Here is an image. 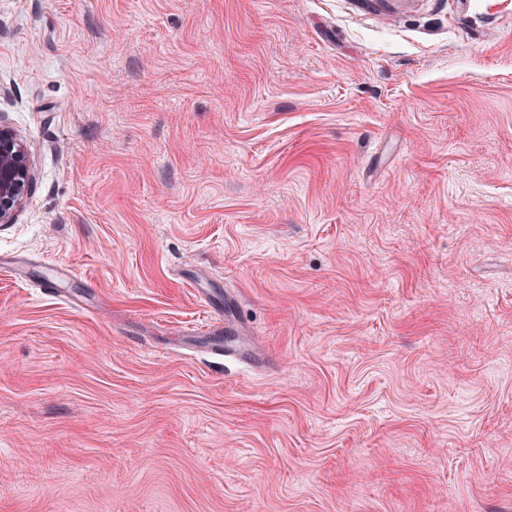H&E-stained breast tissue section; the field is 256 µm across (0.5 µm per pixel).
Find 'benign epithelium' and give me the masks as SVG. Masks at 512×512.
<instances>
[{"instance_id":"obj_1","label":"benign epithelium","mask_w":512,"mask_h":512,"mask_svg":"<svg viewBox=\"0 0 512 512\" xmlns=\"http://www.w3.org/2000/svg\"><path fill=\"white\" fill-rule=\"evenodd\" d=\"M35 182L26 143L10 125L0 121V224L14 223Z\"/></svg>"}]
</instances>
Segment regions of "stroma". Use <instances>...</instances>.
I'll return each mask as SVG.
<instances>
[{
    "mask_svg": "<svg viewBox=\"0 0 512 512\" xmlns=\"http://www.w3.org/2000/svg\"><path fill=\"white\" fill-rule=\"evenodd\" d=\"M0 120V512H512V0H0ZM35 182L26 143L10 125L0 120V224L14 223ZM239 300L224 291V321L219 325H211L209 333L213 336L224 329V341L211 344L210 353L224 357V360H234L239 363L248 364L252 367H269L274 364L267 355L260 352L252 341V332L248 322L243 319L239 312Z\"/></svg>",
    "mask_w": 512,
    "mask_h": 512,
    "instance_id": "stroma-1",
    "label": "stroma"
}]
</instances>
